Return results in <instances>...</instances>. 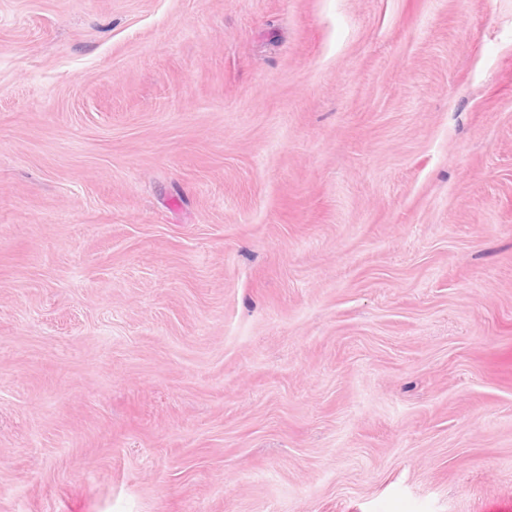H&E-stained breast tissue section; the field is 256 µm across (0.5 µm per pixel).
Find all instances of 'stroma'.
Listing matches in <instances>:
<instances>
[{"mask_svg":"<svg viewBox=\"0 0 512 512\" xmlns=\"http://www.w3.org/2000/svg\"><path fill=\"white\" fill-rule=\"evenodd\" d=\"M0 512H512V0H0Z\"/></svg>","mask_w":512,"mask_h":512,"instance_id":"stroma-1","label":"stroma"}]
</instances>
